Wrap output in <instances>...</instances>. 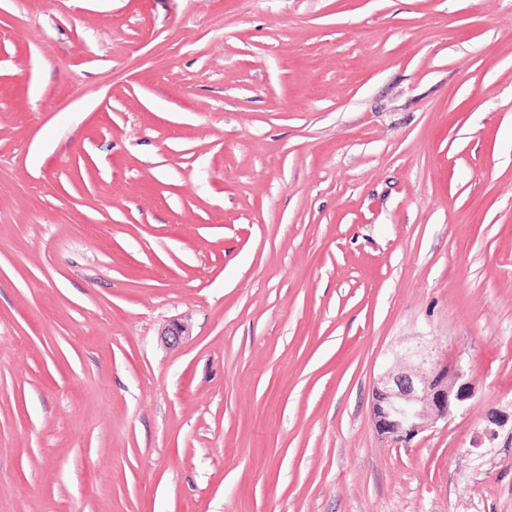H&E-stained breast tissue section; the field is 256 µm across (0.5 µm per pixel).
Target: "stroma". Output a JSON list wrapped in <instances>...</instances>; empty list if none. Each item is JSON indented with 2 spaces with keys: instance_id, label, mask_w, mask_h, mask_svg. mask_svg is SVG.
<instances>
[{
  "instance_id": "1",
  "label": "stroma",
  "mask_w": 512,
  "mask_h": 512,
  "mask_svg": "<svg viewBox=\"0 0 512 512\" xmlns=\"http://www.w3.org/2000/svg\"><path fill=\"white\" fill-rule=\"evenodd\" d=\"M494 409L512 0H0V512H512ZM424 358L403 371L381 375L373 390L376 430L395 446H407L419 435L448 420L453 409L471 399L475 386L465 381L458 360Z\"/></svg>"
}]
</instances>
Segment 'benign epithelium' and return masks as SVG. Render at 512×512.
<instances>
[{
  "instance_id": "obj_1",
  "label": "benign epithelium",
  "mask_w": 512,
  "mask_h": 512,
  "mask_svg": "<svg viewBox=\"0 0 512 512\" xmlns=\"http://www.w3.org/2000/svg\"><path fill=\"white\" fill-rule=\"evenodd\" d=\"M474 393L475 386L464 379L459 362L445 357L431 360L426 368L412 364L403 371H388L373 390L375 428L393 445L407 446ZM504 421L505 415L491 412L482 438L495 440Z\"/></svg>"
}]
</instances>
